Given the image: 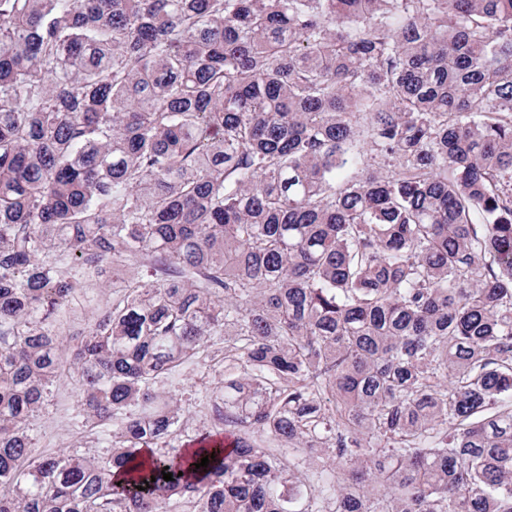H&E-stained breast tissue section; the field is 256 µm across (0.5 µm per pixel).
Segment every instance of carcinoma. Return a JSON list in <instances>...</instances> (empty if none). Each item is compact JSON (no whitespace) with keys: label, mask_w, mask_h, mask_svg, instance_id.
Returning <instances> with one entry per match:
<instances>
[{"label":"carcinoma","mask_w":512,"mask_h":512,"mask_svg":"<svg viewBox=\"0 0 512 512\" xmlns=\"http://www.w3.org/2000/svg\"><path fill=\"white\" fill-rule=\"evenodd\" d=\"M182 505L512 512V0H0V512ZM110 298H112V288L106 291H102V289L98 287L88 288L75 309L59 317L56 328H58L62 334H66L70 330L78 328L85 316L91 315L95 309L105 304ZM214 381V375L196 366L189 365L181 369L168 386L181 399L183 413L189 419V432H205L211 429L210 416L201 410L200 403ZM82 420L69 386L58 384L35 422L36 448L43 453L77 451L104 456L112 445V426L100 428L96 436L85 439L81 434Z\"/></svg>","instance_id":"1"}]
</instances>
